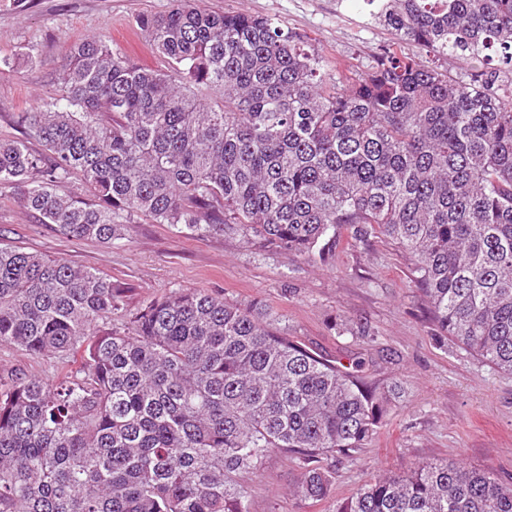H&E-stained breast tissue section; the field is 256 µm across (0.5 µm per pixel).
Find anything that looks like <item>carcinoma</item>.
<instances>
[{
    "label": "carcinoma",
    "mask_w": 512,
    "mask_h": 512,
    "mask_svg": "<svg viewBox=\"0 0 512 512\" xmlns=\"http://www.w3.org/2000/svg\"><path fill=\"white\" fill-rule=\"evenodd\" d=\"M380 2L397 48L361 73L333 75L268 18L198 0L137 20L170 72L84 38L61 60L59 96L24 113L23 137L0 138V184L62 234L106 244L143 215L321 258L340 224L384 236L413 257L441 336L512 373V0ZM490 51L502 66L485 71ZM73 175L86 197L60 191ZM128 292L0 247V346L81 359L55 384L0 388V512H249L236 476L276 449L303 463L298 494L323 500L324 457L377 435L387 396L362 383L363 362L341 368L261 305L205 291L114 323ZM335 512H512V486L422 464Z\"/></svg>",
    "instance_id": "cac0c4a2"
}]
</instances>
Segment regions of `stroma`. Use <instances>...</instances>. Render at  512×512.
<instances>
[{"mask_svg":"<svg viewBox=\"0 0 512 512\" xmlns=\"http://www.w3.org/2000/svg\"><path fill=\"white\" fill-rule=\"evenodd\" d=\"M215 12L272 18L329 59L358 71L392 47L368 0H200ZM171 0H0V138L21 136L23 113L60 93L59 63L70 43L109 41L137 64L167 69L138 36L139 16L163 13ZM34 51L36 62L25 54ZM326 259L258 249L235 234L197 237L142 217L115 244L69 237L24 209L16 188L0 184V245L59 259L125 283L127 310L178 289H197L246 305L261 302L281 333L327 359L362 362V381L387 392L376 439L353 457L325 459L330 498L295 495L296 455L276 450L260 470L240 476L250 512H334L336 503L380 475L413 466L458 463L492 472L512 485V374L440 340L429 305L413 278V259L391 240L351 241L336 230ZM66 367L0 346V384L38 377L55 383Z\"/></svg>","mask_w":512,"mask_h":512,"instance_id":"35a3bbf8","label":"stroma"}]
</instances>
